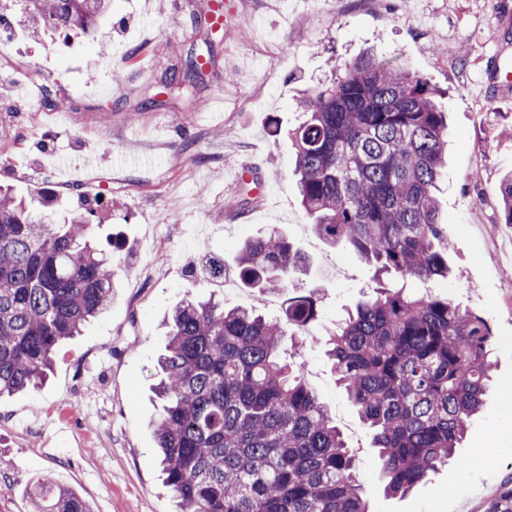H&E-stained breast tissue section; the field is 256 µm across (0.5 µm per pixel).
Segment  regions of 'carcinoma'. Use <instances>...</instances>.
<instances>
[{
	"label": "carcinoma",
	"instance_id": "carcinoma-1",
	"mask_svg": "<svg viewBox=\"0 0 512 512\" xmlns=\"http://www.w3.org/2000/svg\"><path fill=\"white\" fill-rule=\"evenodd\" d=\"M109 0H22L44 33L95 32ZM441 93L366 52L297 102L289 132L301 207L327 243H344L378 287L329 331L326 355L378 449L388 494L405 495L453 456L492 376V333L446 295L407 280L452 274L435 195L446 166ZM242 182L227 207L249 203ZM499 219L512 224V173ZM90 216L34 214L0 188V395L44 381L57 348L112 301L108 253ZM306 258L273 226L245 239L238 276L261 291L296 288ZM320 298L296 292L282 314L184 299L172 310L155 387L159 464L177 512H369L354 455L305 374L303 344ZM34 512H91L41 479Z\"/></svg>",
	"mask_w": 512,
	"mask_h": 512
}]
</instances>
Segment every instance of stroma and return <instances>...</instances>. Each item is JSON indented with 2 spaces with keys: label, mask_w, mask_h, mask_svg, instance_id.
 I'll list each match as a JSON object with an SVG mask.
<instances>
[{
  "label": "stroma",
  "mask_w": 512,
  "mask_h": 512,
  "mask_svg": "<svg viewBox=\"0 0 512 512\" xmlns=\"http://www.w3.org/2000/svg\"><path fill=\"white\" fill-rule=\"evenodd\" d=\"M215 0H111L93 36L23 29L18 0H0L14 47L0 73V185L57 198L52 218L101 213L93 235L112 252V304L54 357L37 389L0 397V512H33L35 482L51 476L93 512H174L162 483L150 422L152 387L166 343L163 322L184 298L268 308L257 291L228 295L201 269L267 227L283 229L311 258L298 282L318 294L321 318L304 353L308 376L338 427L358 445L369 512H489L512 491V226L498 218L494 187L512 169V0H231L227 21L205 34ZM406 66L442 90L450 138L439 182L448 261L458 276L436 283L493 335V379L483 411L456 450L467 461L439 467L407 497L386 496L378 458L337 385L323 342L347 309L372 294L374 271L352 247L313 232L292 178L288 131L296 101L363 50ZM204 53L203 80L175 94L161 83ZM125 74L114 84L113 72ZM54 87L65 105L42 97ZM269 175L264 195L239 211L225 200L244 163Z\"/></svg>",
  "instance_id": "stroma-1"
}]
</instances>
